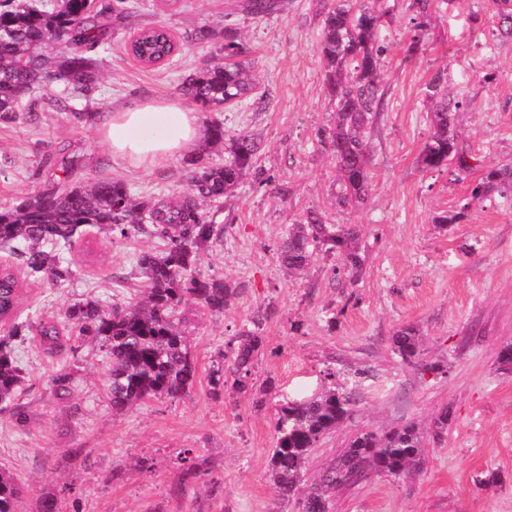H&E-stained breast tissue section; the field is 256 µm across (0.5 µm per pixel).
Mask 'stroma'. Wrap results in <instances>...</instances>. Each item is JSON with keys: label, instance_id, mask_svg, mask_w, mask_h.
Returning <instances> with one entry per match:
<instances>
[{"label": "stroma", "instance_id": "stroma-1", "mask_svg": "<svg viewBox=\"0 0 512 512\" xmlns=\"http://www.w3.org/2000/svg\"><path fill=\"white\" fill-rule=\"evenodd\" d=\"M142 2L136 16L111 24L108 48L90 51L100 79L75 107L93 120H66L54 107L60 87L51 83L36 98H23L19 118L0 122V205L38 190L65 158L75 163V180L116 177L137 196L168 197L185 188L182 157L136 167L113 157L99 126L132 102L186 106L182 81L219 48L190 36L204 25L223 29L228 20L249 45L266 97L262 106L245 101L220 117L227 130L258 137L267 182L247 178L210 209L224 235L202 251L197 268L228 281L237 296L221 313L181 309L198 372L183 396L117 415L97 341L52 356L35 340L16 342L26 383L17 412H0V468L25 487L18 512H37L48 489L56 491L60 512H299L277 500L268 477L275 400L311 394L321 371L338 360L373 367L381 384L315 448L308 478L337 461L354 434L409 422L424 435V462L404 479L373 475L337 490L333 512H512V365L498 361L501 347L512 344V207L498 197L467 203L469 180L419 162L431 133L426 86L440 72L463 101L457 125L467 147L490 164H512V41L493 39L490 0H436L422 48L412 56L409 12L401 0H379L384 96L368 132L372 191L358 208L339 205L336 165L318 139L333 123L316 50L324 0H283L280 11L262 19L228 14L234 0ZM150 23L164 25L182 46L174 61L155 68L124 49ZM460 208V223L445 230L433 224L439 213ZM309 210L325 212L333 224L361 225L365 264L355 284L334 274L337 261L325 254L300 278L280 263V242ZM88 237L95 260L74 249V279L28 286L24 317L61 321L89 297L108 307L137 299L136 258L162 241L94 230ZM403 325L418 329L426 360L447 361V374L401 361L390 337ZM244 330L262 338L247 392H212L210 367ZM446 406L451 417L437 442L432 420ZM187 449L217 481H198L185 496L169 497Z\"/></svg>", "mask_w": 512, "mask_h": 512}]
</instances>
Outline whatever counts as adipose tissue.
Wrapping results in <instances>:
<instances>
[{"instance_id":"obj_1","label":"adipose tissue","mask_w":512,"mask_h":512,"mask_svg":"<svg viewBox=\"0 0 512 512\" xmlns=\"http://www.w3.org/2000/svg\"><path fill=\"white\" fill-rule=\"evenodd\" d=\"M200 132L197 112L162 102L119 107L102 125L113 154L145 167L192 154Z\"/></svg>"}]
</instances>
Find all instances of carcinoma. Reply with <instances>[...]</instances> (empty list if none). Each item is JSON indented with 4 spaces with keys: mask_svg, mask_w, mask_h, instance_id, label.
Returning a JSON list of instances; mask_svg holds the SVG:
<instances>
[{
    "mask_svg": "<svg viewBox=\"0 0 512 512\" xmlns=\"http://www.w3.org/2000/svg\"><path fill=\"white\" fill-rule=\"evenodd\" d=\"M414 35L407 52L418 50L423 22L432 0H407ZM499 18L496 37L512 38V0H492ZM137 0H115L109 8L118 21L137 11ZM279 9L278 0H241L238 11L264 18ZM106 12L94 10V0H0V121L17 118L19 101L48 82H61L55 106L77 122L94 117L74 110L73 100L87 95L98 80L97 60L83 47L102 42ZM382 13L375 0H329L317 49L329 71V99L334 126L322 135L336 162L341 187L339 205L359 207L371 191L368 168V129L383 101L379 83V45ZM131 56L146 67L170 60L179 51L172 36L155 24L139 28ZM222 61H205L182 83L181 94L202 112H221L244 99L260 104L255 78L246 68L247 49L235 27L224 24ZM60 43L54 56L44 53L48 43ZM435 101L430 120L432 133L423 145L420 162L431 172L449 167L459 173L481 171L469 186L470 203H482L494 194H512V167H498L467 150L456 125L462 101L448 98V83L437 74L427 85ZM224 149V163L209 161ZM258 138L241 131L230 134L224 123L208 124L198 151L185 159L192 177L185 191L169 198L135 197L118 178L90 181L72 179L74 164L62 160L47 188L15 197L0 206V248L22 260V269L0 265V324L8 326L0 338V405L11 404L25 381L12 341L32 336L54 353L87 337L99 340L109 361V399L112 411L124 412L159 397L177 398L192 388L197 370L180 326L179 307L192 302L211 312H222L235 289L220 279L197 271L199 252L223 235L205 207L231 194L256 168ZM110 231L122 237L130 232L165 242L160 251L143 250L137 266L143 277L142 295L135 302L105 309L86 299L66 314L69 333L53 319L38 322L20 319L24 286L43 278L63 284L73 277L65 254L89 229ZM362 228L357 224H328L321 213L310 211L291 225L278 248L288 273H304L316 252L336 256L335 274L352 284L363 270L357 247ZM394 351L415 365L420 362V341L413 326H402L391 336ZM262 345L257 333L244 330L228 342V352L212 365L209 385L213 391L227 385L244 391L255 357ZM317 390L309 396L285 398L275 404L274 448L270 458L273 489L282 501H297L300 512H330V495L357 473L404 478L423 461V436L413 423L387 431L363 430L349 442L341 460L323 469L302 487L303 472L320 443L351 417L363 395L379 384L370 367L329 366L322 371ZM21 488L17 478L0 469V512H17Z\"/></svg>",
    "mask_w": 512,
    "mask_h": 512,
    "instance_id": "carcinoma-1",
    "label": "carcinoma"
}]
</instances>
